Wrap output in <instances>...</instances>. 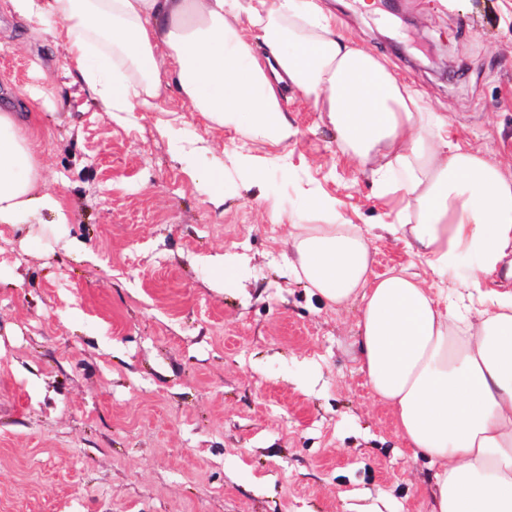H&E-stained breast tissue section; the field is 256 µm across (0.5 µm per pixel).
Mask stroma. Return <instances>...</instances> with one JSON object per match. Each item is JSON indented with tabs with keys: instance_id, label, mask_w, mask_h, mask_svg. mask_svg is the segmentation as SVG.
I'll return each instance as SVG.
<instances>
[{
	"instance_id": "1",
	"label": "stroma",
	"mask_w": 512,
	"mask_h": 512,
	"mask_svg": "<svg viewBox=\"0 0 512 512\" xmlns=\"http://www.w3.org/2000/svg\"><path fill=\"white\" fill-rule=\"evenodd\" d=\"M321 4L512 176V0ZM68 45L61 20L34 30L0 0V107L38 95L27 135L70 217L0 225V512H427L429 463L359 372L358 305L327 306L290 265L317 196L380 223L368 171L293 88L280 145L175 93L100 112ZM218 166L219 206L197 188ZM373 247V273L429 278L402 244Z\"/></svg>"
}]
</instances>
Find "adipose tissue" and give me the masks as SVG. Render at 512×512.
I'll return each instance as SVG.
<instances>
[{
    "instance_id": "adipose-tissue-1",
    "label": "adipose tissue",
    "mask_w": 512,
    "mask_h": 512,
    "mask_svg": "<svg viewBox=\"0 0 512 512\" xmlns=\"http://www.w3.org/2000/svg\"><path fill=\"white\" fill-rule=\"evenodd\" d=\"M33 26L71 36L67 70L100 111L150 112L169 88L213 123L247 120L250 137L285 144L296 130L280 89L324 113L341 150L369 168L397 209L380 229L438 287L407 269L372 276L371 228L330 196L327 221L289 234L295 276L329 305L358 304L360 372L398 432L435 468L428 512H512V178L489 153L454 142L384 61L346 37L315 0H10ZM261 31L256 58L243 27ZM69 216L40 188L17 113L0 110V224L32 210ZM475 263L462 269L465 256Z\"/></svg>"
}]
</instances>
